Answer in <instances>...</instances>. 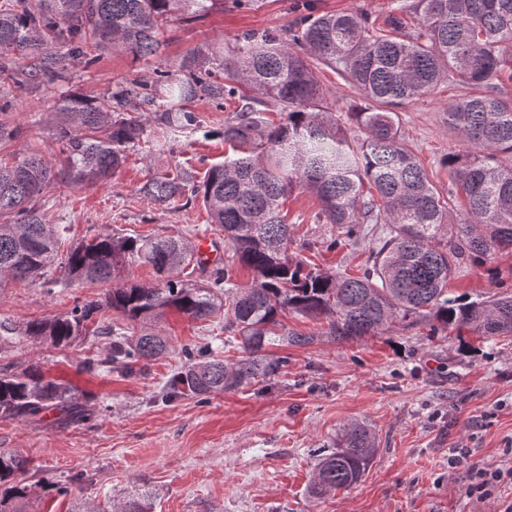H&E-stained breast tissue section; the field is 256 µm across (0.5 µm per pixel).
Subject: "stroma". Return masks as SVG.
I'll use <instances>...</instances> for the list:
<instances>
[{
    "instance_id": "obj_1",
    "label": "stroma",
    "mask_w": 512,
    "mask_h": 512,
    "mask_svg": "<svg viewBox=\"0 0 512 512\" xmlns=\"http://www.w3.org/2000/svg\"><path fill=\"white\" fill-rule=\"evenodd\" d=\"M357 12L384 24L393 0H215L195 19L174 13L160 32L155 55L139 60L109 48L89 69L75 67L67 83L17 89L0 73V123L19 126L20 138L0 143L10 161L36 153L58 164L62 145L54 136L51 111L60 97H99L131 80L152 84L157 71L205 59L216 48L232 50L242 34L271 32L288 39L303 15ZM323 111L340 118L351 142L363 134L350 118L361 102L330 66L318 62ZM464 85L444 82L430 95L398 106L400 134L440 192L449 173L443 160L470 145L448 126L449 104L466 94ZM237 100H198L190 105L196 129L171 133L165 143L148 138L130 150L111 180L75 188L59 186L40 205L50 224L69 227L68 243L93 233L177 237L211 241L210 265L231 256L224 234L210 224L201 202L176 198L164 204L140 192L163 175L201 181L231 149L224 124L235 117ZM283 208L294 224L291 257L311 266L353 276L368 266L377 236L349 239L335 225L319 223L312 193L293 190ZM449 289L457 295L488 296L512 291V252L465 264ZM105 285L74 282L47 288L42 280L0 289V326L18 327L40 318L67 315L74 303L100 299ZM288 328L318 333L314 343L288 347V369L278 383L258 381L213 395L163 401L160 386L180 363L177 347L210 343L225 359L237 355L225 345L223 318L194 321L171 312L157 328L173 352L153 362L143 378L111 371L87 373L85 357L103 358L105 338L63 348L0 339V368L22 371L39 364L47 375L78 385L95 412L92 421L70 425L59 412L38 421L0 419V450L29 461L28 512H70L76 501L96 505L143 481L156 493L155 512H512V483L495 486L479 500L467 496L466 468L448 467V451L465 448L490 469L512 466V336L485 338L466 332L471 352L456 339L430 336L422 325H396L359 341L324 337L325 321L296 314ZM367 426L377 452L362 478L342 492L310 491L315 449L337 439L344 427ZM73 477L68 495L50 491L48 481Z\"/></svg>"
}]
</instances>
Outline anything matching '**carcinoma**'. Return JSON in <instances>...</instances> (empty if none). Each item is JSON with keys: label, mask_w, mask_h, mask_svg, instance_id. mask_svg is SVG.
Instances as JSON below:
<instances>
[{"label": "carcinoma", "mask_w": 512, "mask_h": 512, "mask_svg": "<svg viewBox=\"0 0 512 512\" xmlns=\"http://www.w3.org/2000/svg\"><path fill=\"white\" fill-rule=\"evenodd\" d=\"M209 0H3L0 3V73L21 61L15 84L55 83L65 62L89 68L110 46L136 58L157 53L158 30L176 11L200 13ZM416 27L406 33L405 15ZM374 26L365 14L308 13L283 42L274 33L247 32L232 59L218 50L207 64L182 63L159 72L152 93L133 80L108 96H66L55 113L56 138L64 163L59 171L38 154L12 164L0 162V288L45 274L57 256L60 227L44 222L42 195L61 175L72 186L106 182L126 152L147 136V123L128 113L134 97L162 100L158 133L197 124L187 104L209 98L244 101L224 124V140L237 156L208 169L204 179L147 181L142 193L155 203L175 197L199 200L210 223L224 232L230 262L207 270L202 285L181 279L194 260L187 242L173 237L130 238L97 233L67 253L63 267L72 280L112 283L104 300L73 306L64 317L25 323L20 335L34 343L68 347L80 337L108 336L109 354L89 358L84 368H109L128 376L172 351L168 337L153 331L169 310L206 320L224 314V331L240 337L234 362L207 345L180 349L181 366L164 384L168 399L204 402L260 376L276 380L288 357L269 358L266 348L304 346L316 335L286 328L283 317L297 313L326 319L324 335L337 341L376 335L396 322L426 323L428 335L463 332L480 336L512 333V294L475 300L448 292V281L466 262L481 264L512 249V104L496 92L512 80V0H416L397 4ZM62 44L66 55L49 51ZM332 66L361 97L353 113L365 139L354 146L339 123L320 112L324 92L313 61ZM227 72V81L217 74ZM476 90L448 105V125L474 149L452 154L448 194L441 193L415 153L401 140L393 108L430 94L441 82ZM279 114L273 121L267 113ZM310 190L327 224L361 237L369 225L385 224L374 260L362 275L308 269L288 256L292 225L283 203L294 188ZM465 199L459 222L448 219L458 196ZM153 269L152 284L119 281L126 260ZM249 269L252 282H233V265ZM118 312L126 326L97 320L102 308ZM67 424L94 418L72 383L47 376L41 366L20 373L0 370V419L35 420L49 408ZM344 447L321 455L312 490H345L367 470L375 453L372 434L362 426L345 431ZM28 459L0 453V512H26ZM155 493L134 486L117 505L76 512H153Z\"/></svg>", "instance_id": "cac0c4a2"}]
</instances>
